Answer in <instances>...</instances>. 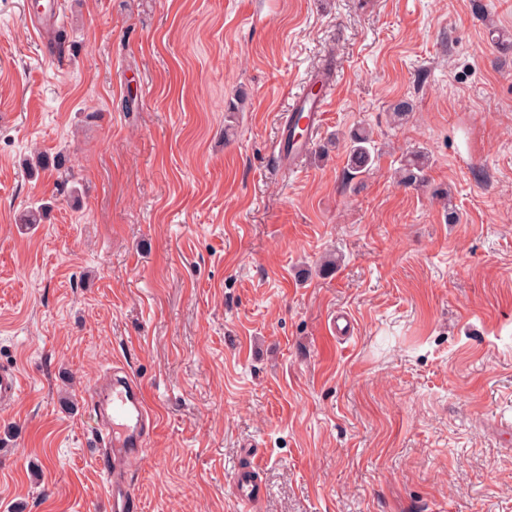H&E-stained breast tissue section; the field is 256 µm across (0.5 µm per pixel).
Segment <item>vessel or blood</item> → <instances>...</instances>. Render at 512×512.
<instances>
[{
	"mask_svg": "<svg viewBox=\"0 0 512 512\" xmlns=\"http://www.w3.org/2000/svg\"><path fill=\"white\" fill-rule=\"evenodd\" d=\"M62 0H34L28 13L41 36H48L62 17ZM329 104L327 98L309 92L296 94L289 106V117L300 120L303 138L294 144L278 141L277 157L297 155L306 150L322 124ZM21 379L12 368H0V403L19 397ZM91 397L102 417L101 448L98 460L105 476L108 512H131L134 492L126 479V465L135 459L146 440V432L157 422L151 411L142 382L124 368L116 366L101 377L91 390ZM248 465L235 469L232 485L236 498L244 503H256L263 497L257 480L259 467L254 450H246Z\"/></svg>",
	"mask_w": 512,
	"mask_h": 512,
	"instance_id": "vessel-or-blood-1",
	"label": "vessel or blood"
}]
</instances>
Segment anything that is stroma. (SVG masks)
I'll list each match as a JSON object with an SVG mask.
<instances>
[{"label": "stroma", "instance_id": "stroma-1", "mask_svg": "<svg viewBox=\"0 0 512 512\" xmlns=\"http://www.w3.org/2000/svg\"><path fill=\"white\" fill-rule=\"evenodd\" d=\"M64 6L59 63L0 0V512H106L87 394L117 362L159 417L137 512H244L248 447L252 512H512V0ZM326 64L288 169V98ZM329 102L328 97H313L307 89L293 96L292 102L289 104L288 115L284 121L282 138L275 146L276 158L288 157L289 159L299 153L302 154L309 147L315 133L322 124L324 112ZM299 113L303 116L300 121V128L304 129L303 140L294 141L287 154L289 124ZM370 134L365 129L355 132L350 138L349 164L355 173H365L373 163V145ZM21 379L14 368H0V403H10L20 396ZM244 453L248 458V465L234 470L232 476L234 494L241 502L257 503L263 497L261 486L256 477L259 471V467L255 462L257 453L251 448H247Z\"/></svg>", "mask_w": 512, "mask_h": 512}]
</instances>
